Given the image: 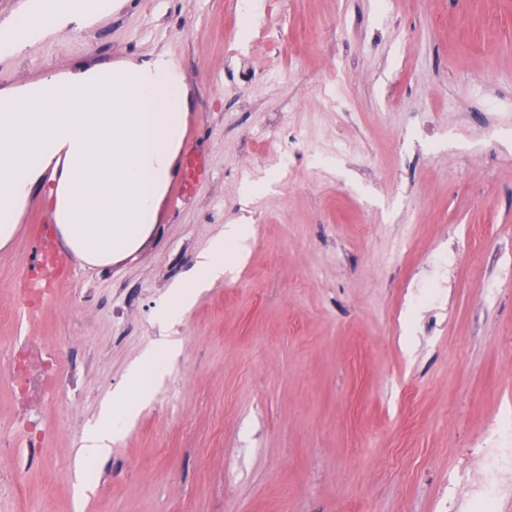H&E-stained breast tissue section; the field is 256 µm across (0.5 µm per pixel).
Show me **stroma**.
<instances>
[{
	"label": "stroma",
	"instance_id": "1",
	"mask_svg": "<svg viewBox=\"0 0 512 512\" xmlns=\"http://www.w3.org/2000/svg\"><path fill=\"white\" fill-rule=\"evenodd\" d=\"M241 0H123L0 71L22 81L169 51L212 175L119 263L75 264L37 322L16 304L36 192L0 248V373L14 341L80 336L44 463L0 512H448V474L512 417V0H263L275 38L226 43ZM338 81H329L330 73ZM228 224L239 262L77 497L87 429L158 330L169 287ZM128 287L124 308L114 288ZM93 297L74 305L73 291ZM182 376L173 387L174 376Z\"/></svg>",
	"mask_w": 512,
	"mask_h": 512
}]
</instances>
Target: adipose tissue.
<instances>
[{
	"label": "adipose tissue",
	"mask_w": 512,
	"mask_h": 512,
	"mask_svg": "<svg viewBox=\"0 0 512 512\" xmlns=\"http://www.w3.org/2000/svg\"><path fill=\"white\" fill-rule=\"evenodd\" d=\"M174 71L170 61L131 63L110 82L92 66L64 79L40 78L18 95L0 90V246L14 237L34 189L63 154L69 167L48 195L66 246L92 267L139 249L154 227L185 122L186 92ZM246 234L245 226H229L200 254L191 275L173 285L162 325L177 323L223 277ZM173 350L171 341L155 344L129 368L125 386L84 437V459L108 452L121 424L147 399V374H160Z\"/></svg>",
	"instance_id": "adipose-tissue-1"
}]
</instances>
